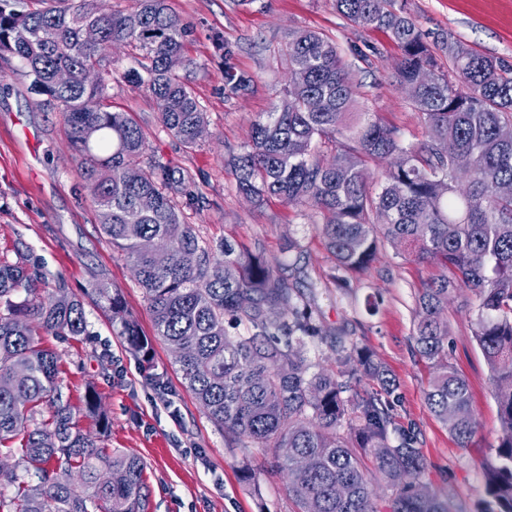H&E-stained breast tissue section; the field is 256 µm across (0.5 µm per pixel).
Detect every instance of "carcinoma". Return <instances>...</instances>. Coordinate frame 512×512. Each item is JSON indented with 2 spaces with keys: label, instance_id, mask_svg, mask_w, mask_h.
Here are the masks:
<instances>
[{
  "label": "carcinoma",
  "instance_id": "carcinoma-1",
  "mask_svg": "<svg viewBox=\"0 0 512 512\" xmlns=\"http://www.w3.org/2000/svg\"><path fill=\"white\" fill-rule=\"evenodd\" d=\"M0 0V52L16 58L31 89L48 98L69 130L80 177L97 205L99 227L135 267L155 336L183 351L177 361L187 389L219 428L273 451V466L288 479L298 512L316 500L320 512H456L446 499L422 490L426 462L404 430L393 446L395 392L385 370L362 349L327 339L311 315L293 303L288 283L259 252L227 240L209 242L181 221L170 197L168 166L150 160L142 129L125 112L103 104L112 76L111 49L137 51V69L121 78L155 99L164 130L186 151L199 145L207 113L179 74L190 27L171 0H136L130 13L102 16L97 0ZM359 27L388 33L401 50L400 84L428 69L432 80L411 97L428 127V140L404 144L399 133L369 118H352L356 94L348 65L328 36L295 32L288 42V87L272 111L252 121V143L235 162V188L261 203L279 197L310 205L323 216L321 234L345 273L365 269L387 242L414 261L434 262L441 273L418 297L414 338L432 377L425 392L430 411L462 448L477 432L467 381L448 363V294L469 290L477 313L473 335L495 386L502 436L486 472L487 493L499 510L512 512V197L497 195L512 183V68L478 53L448 34L438 47L451 72L440 69L425 33L395 0H335ZM92 24L100 41L87 45ZM224 55V92L247 90L252 78L236 67V48ZM106 73L94 85L82 80L91 67ZM68 68L61 88L54 72ZM334 145L323 161L316 143ZM390 156L403 161L383 184H369V163ZM135 168L139 179L127 181ZM469 194H457L461 180ZM166 242L163 253L142 251L139 241ZM25 260L0 259V456L15 458L0 470V512H147L141 458L105 447L110 420L89 388L84 410L96 433L76 428L74 407L58 384L60 356L35 339L89 334L80 299L57 288L44 297ZM99 302L121 319L128 344L150 360L148 338L123 315L121 297L98 290ZM246 327L231 336L226 324ZM329 341L339 375H308L304 340ZM364 374L381 391L344 396ZM307 459L297 467L279 449ZM370 454L392 497L382 506L366 475Z\"/></svg>",
  "mask_w": 512,
  "mask_h": 512
}]
</instances>
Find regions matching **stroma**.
<instances>
[{
  "instance_id": "35a3bbf8",
  "label": "stroma",
  "mask_w": 512,
  "mask_h": 512,
  "mask_svg": "<svg viewBox=\"0 0 512 512\" xmlns=\"http://www.w3.org/2000/svg\"><path fill=\"white\" fill-rule=\"evenodd\" d=\"M172 6L193 30L181 74L208 113L200 147L183 150L161 127L151 95L121 80V72L137 65L130 48L112 51L107 106L129 113L146 132L150 153L186 176L171 189L186 223L205 240L261 251L322 333L347 337L389 370L397 385L396 423L414 430L427 461L423 483L457 512H482L486 467L501 430L468 292L452 293L444 311L447 359L469 385L478 423L462 448L426 403L431 369L413 339L419 293L439 274L438 265L416 263L387 244L366 270L343 274L313 208L275 197L257 206L235 189L232 160L248 150L256 116L280 101L288 84L283 51L298 30L336 41L357 87L352 111L399 130L405 143L425 142L424 121L397 81L399 48L386 33L351 23L334 0H172ZM406 8L430 35L453 34L512 65V0H406ZM222 40L235 45L238 70L253 79L244 94L224 93ZM0 257L24 258L44 290L62 283L83 298L89 335H44L40 342L59 354L58 382L75 408L95 386L111 419L105 446L144 461L148 512H295L286 477L270 468L269 451L242 447L184 386L167 346L154 337L130 263L99 230L59 112L30 92L18 60L8 54L0 55ZM100 286L119 293L128 315L152 337L151 360L128 347L120 323L100 308Z\"/></svg>"
}]
</instances>
